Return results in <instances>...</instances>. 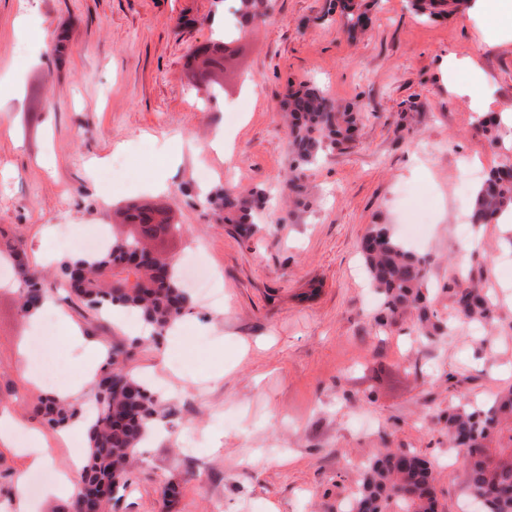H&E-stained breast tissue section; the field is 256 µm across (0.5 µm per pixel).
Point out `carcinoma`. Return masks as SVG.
<instances>
[{"instance_id": "carcinoma-1", "label": "carcinoma", "mask_w": 512, "mask_h": 512, "mask_svg": "<svg viewBox=\"0 0 512 512\" xmlns=\"http://www.w3.org/2000/svg\"><path fill=\"white\" fill-rule=\"evenodd\" d=\"M456 0H409L416 15L432 19L447 12ZM269 0H236L233 30L217 41L219 56L205 53L198 68V84L212 88L210 75L229 61L230 45L244 27L267 16ZM329 12L345 18L351 32L363 30L368 17L356 12L354 0H330ZM291 149L286 186L294 208L307 206V172L336 146L351 140L359 114L342 112L314 85L304 83L288 93L285 101ZM219 201L224 223L239 236L260 228L265 196L247 195L225 188ZM512 209V165L492 168L473 192L472 222L489 224ZM182 232L161 212L130 204L122 220L112 225L102 251L77 250L57 264L58 289L63 300L94 311L113 314L126 310L137 315L143 329L159 337L192 307L189 289L183 286L176 259H150L158 239ZM360 254L369 285L380 295L375 325L385 328L407 316L412 330L427 341L448 335L454 323H489L495 304L470 280H453L452 309L448 318L433 308L427 280L428 257L412 250L387 224H372L360 242ZM15 273L22 317L32 316L52 298L43 277L31 267L21 240L0 234V263ZM135 343H114L100 374L94 399L95 415L87 419L72 401L46 396L35 416L60 429L74 421L86 425L87 463L80 478L85 512H109L112 501L122 497L138 456V448L152 427L171 416L162 396L128 369ZM448 443L465 454L462 484L472 499L481 500L483 512H512V386L473 403L457 400L448 405L445 421ZM438 494L431 462L412 451L387 448L363 466L357 490L338 512H437Z\"/></svg>"}]
</instances>
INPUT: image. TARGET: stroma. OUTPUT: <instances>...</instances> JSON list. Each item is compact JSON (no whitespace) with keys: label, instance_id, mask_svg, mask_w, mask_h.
Instances as JSON below:
<instances>
[{"label":"stroma","instance_id":"35a3bbf8","mask_svg":"<svg viewBox=\"0 0 512 512\" xmlns=\"http://www.w3.org/2000/svg\"><path fill=\"white\" fill-rule=\"evenodd\" d=\"M359 2L371 22L351 38L327 0H272L269 19L242 40L227 94L204 110L191 66L215 41L226 0H0V83L20 88L0 112V227L46 270L69 252L57 225L96 230L145 201L171 209L185 230L163 251L221 275V306L197 302L159 342L133 350L131 370L163 382L173 415L111 512H336L384 448L434 461L443 512H468L443 425L451 400L512 385V231L474 224L464 242L455 215L477 183L463 164L482 173L512 159V129L478 126L454 65L473 64L488 111L512 113V36L488 37L487 19L462 8L426 22L406 0ZM19 19L44 34L26 52L11 36ZM303 81L361 120L353 141L309 171L312 206L295 217L280 113ZM108 167L115 183L99 177ZM160 173L163 191L152 186ZM229 184L269 195L266 222L246 241L202 204ZM408 222L426 225L416 250L431 261L440 314L454 275L496 297L482 336L459 325L426 343L407 325L375 326L378 296L358 244L370 225L399 236ZM11 281L0 270V416L38 439L44 461L0 440V512H15L19 476L87 452L82 433L32 417L46 388L31 382L33 326ZM73 332L104 345L140 325L65 310L54 337L61 360L75 357ZM167 480L180 486L168 506Z\"/></svg>","mask_w":512,"mask_h":512}]
</instances>
